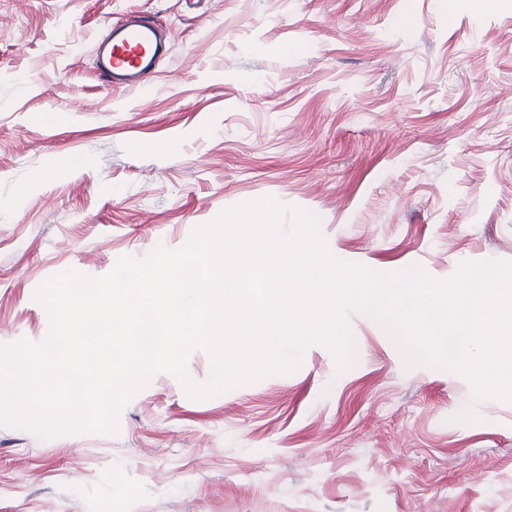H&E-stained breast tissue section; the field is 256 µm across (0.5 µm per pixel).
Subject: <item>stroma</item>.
<instances>
[{
    "label": "stroma",
    "mask_w": 512,
    "mask_h": 512,
    "mask_svg": "<svg viewBox=\"0 0 512 512\" xmlns=\"http://www.w3.org/2000/svg\"><path fill=\"white\" fill-rule=\"evenodd\" d=\"M142 13L171 52L106 89L96 42ZM267 197L383 275L512 260V0H0V343L47 335L51 276ZM351 323L352 367L316 345L202 400L158 373L115 434L0 427V512H512V401Z\"/></svg>",
    "instance_id": "obj_1"
}]
</instances>
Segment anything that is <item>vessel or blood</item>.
<instances>
[{
    "label": "vessel or blood",
    "mask_w": 512,
    "mask_h": 512,
    "mask_svg": "<svg viewBox=\"0 0 512 512\" xmlns=\"http://www.w3.org/2000/svg\"><path fill=\"white\" fill-rule=\"evenodd\" d=\"M164 50L162 31L149 15L117 21L110 42L99 54V76L108 88L140 89L149 82Z\"/></svg>",
    "instance_id": "vessel-or-blood-1"
}]
</instances>
